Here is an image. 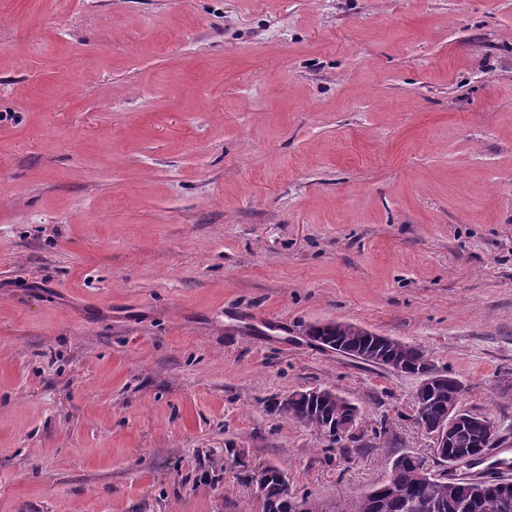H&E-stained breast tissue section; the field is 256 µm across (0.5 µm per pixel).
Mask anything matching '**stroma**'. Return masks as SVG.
Masks as SVG:
<instances>
[{
    "label": "stroma",
    "instance_id": "35a3bbf8",
    "mask_svg": "<svg viewBox=\"0 0 512 512\" xmlns=\"http://www.w3.org/2000/svg\"><path fill=\"white\" fill-rule=\"evenodd\" d=\"M336 322L512 458V0H0V512H246L231 448L323 512L436 469ZM312 387L360 448L270 411Z\"/></svg>",
    "mask_w": 512,
    "mask_h": 512
}]
</instances>
